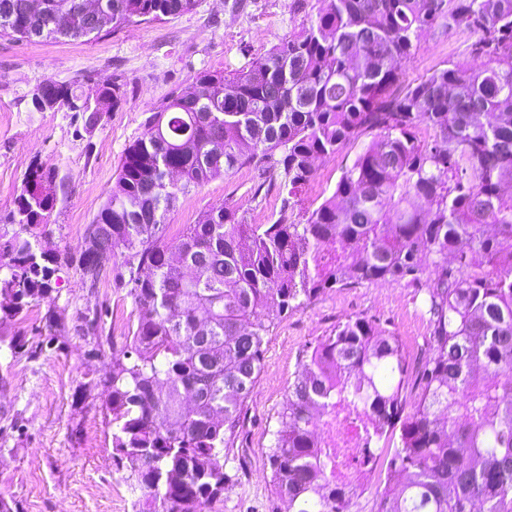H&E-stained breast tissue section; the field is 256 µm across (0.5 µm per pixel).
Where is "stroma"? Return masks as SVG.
Masks as SVG:
<instances>
[{
	"label": "stroma",
	"instance_id": "35a3bbf8",
	"mask_svg": "<svg viewBox=\"0 0 512 512\" xmlns=\"http://www.w3.org/2000/svg\"><path fill=\"white\" fill-rule=\"evenodd\" d=\"M199 0L177 18L134 24L112 34L62 41H19L0 36V238L18 232L10 215L24 177L38 166L59 179L47 248L62 266L50 300L31 303L8 334L38 346L35 357L0 346V496L16 512H144L145 498L112 448L111 415L99 386L121 350L137 314L115 275L119 258L102 261L103 275L86 283L75 262L83 233L110 191L124 150L144 130L150 109L195 71H229L245 55L264 54L314 19L320 0ZM475 34L460 28L427 34L403 67V83L431 74L450 60L470 59ZM77 82L83 91L115 81L125 97L92 127L78 112H35L34 89L44 81ZM370 141L348 143L316 164L297 209L305 219L334 191L343 170ZM275 176L250 166L210 180L180 199L166 222L170 237L213 206L230 203L249 223L279 212ZM260 194H253L254 186ZM101 313L104 331L84 320ZM357 317L377 320L400 337L411 362H421L428 321L413 284L352 283L320 293L289 311L270 333L257 384L244 407L224 462L229 480L216 512H281L268 448L277 412L296 380L308 347Z\"/></svg>",
	"mask_w": 512,
	"mask_h": 512
}]
</instances>
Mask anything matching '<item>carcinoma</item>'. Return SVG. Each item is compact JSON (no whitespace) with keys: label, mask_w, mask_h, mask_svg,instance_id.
Here are the masks:
<instances>
[{"label":"carcinoma","mask_w":512,"mask_h":512,"mask_svg":"<svg viewBox=\"0 0 512 512\" xmlns=\"http://www.w3.org/2000/svg\"><path fill=\"white\" fill-rule=\"evenodd\" d=\"M0 0V36L92 35L83 0ZM315 20L231 73L203 69L151 109L87 225L77 263L99 254L137 310L131 341L103 380L112 445L153 512L223 501L224 452L281 315L350 281L424 288L428 352L417 373L396 334L358 317L307 353L269 448L291 512H348L350 473L384 453L375 512H512V0H322ZM197 0H99L116 31L175 18ZM465 28V60L406 86L422 37ZM120 85L84 94L47 80L38 112L101 116ZM429 136H418L420 128ZM372 139L305 222L318 158ZM246 164L280 177L279 217L250 224L227 203L170 242L167 213ZM169 170L180 173L171 183ZM56 173L36 168L15 197L20 231L0 247V326L51 298L59 255L41 239ZM95 224L112 231L92 235Z\"/></svg>","instance_id":"cac0c4a2"}]
</instances>
